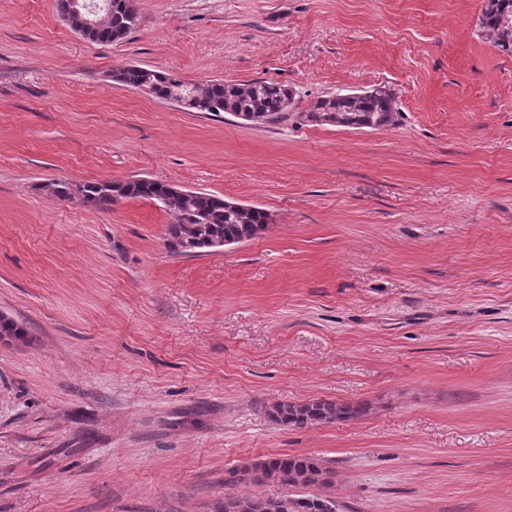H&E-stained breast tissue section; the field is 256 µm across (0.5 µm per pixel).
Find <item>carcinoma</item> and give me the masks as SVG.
<instances>
[{
  "label": "carcinoma",
  "instance_id": "carcinoma-1",
  "mask_svg": "<svg viewBox=\"0 0 512 512\" xmlns=\"http://www.w3.org/2000/svg\"><path fill=\"white\" fill-rule=\"evenodd\" d=\"M138 21L130 0H112V15L99 28L90 29L87 39L95 43H112L123 39ZM481 32L499 50L512 54V0H487L478 18ZM112 81L120 86L166 101L180 94L179 107L187 112L233 116L254 123H275L286 116L287 103L293 92L286 86L267 80L247 83L210 80L187 85L169 74L138 65H127L112 73ZM393 93L384 86H375L349 96L336 93L317 99L300 118L314 125H328L350 130L379 129L396 122ZM52 196L70 200L74 192L82 193L99 210H107L120 199L141 198L163 202L172 216L167 225V248L177 255L199 253L213 241L254 238L270 215L259 207L229 202L206 192L170 194L166 183L153 179L117 181L96 180L76 185L58 179L49 183ZM0 331L16 340L26 335L16 321L0 317ZM366 402L317 399L302 403L274 402L268 415L280 426L304 428L358 420L368 414ZM323 469L316 461L302 456L280 455L230 469L224 484L262 485L279 478L287 487L317 484ZM329 500L317 496L301 499L263 498L254 495L224 494L219 512H333Z\"/></svg>",
  "mask_w": 512,
  "mask_h": 512
}]
</instances>
